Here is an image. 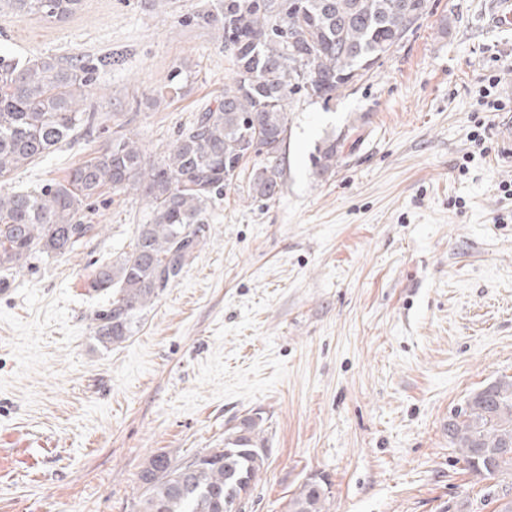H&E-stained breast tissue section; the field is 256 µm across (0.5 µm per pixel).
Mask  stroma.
<instances>
[{
  "label": "stroma",
  "instance_id": "stroma-1",
  "mask_svg": "<svg viewBox=\"0 0 512 512\" xmlns=\"http://www.w3.org/2000/svg\"><path fill=\"white\" fill-rule=\"evenodd\" d=\"M433 7L370 71L323 103L289 99L274 200L225 187L206 239L124 343L103 347L110 298L91 271L132 243L144 199L103 188L98 227L73 253L0 275V443L27 431L56 449L35 477L0 479V512H140L149 457L185 462L262 417L266 464L241 512H288L311 475L329 512H501L512 477L467 470L445 422L512 377V112L468 134L484 76L512 103V28L491 0ZM224 0H83L72 17L0 15V54L92 69L105 130L0 181L39 187L111 139L164 156L233 76L201 17ZM181 72L175 97L162 90ZM329 139L335 173L312 157Z\"/></svg>",
  "mask_w": 512,
  "mask_h": 512
}]
</instances>
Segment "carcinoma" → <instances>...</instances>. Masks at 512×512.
I'll use <instances>...</instances> for the list:
<instances>
[{"label":"carcinoma","instance_id":"obj_1","mask_svg":"<svg viewBox=\"0 0 512 512\" xmlns=\"http://www.w3.org/2000/svg\"><path fill=\"white\" fill-rule=\"evenodd\" d=\"M82 0H0V13L63 20ZM430 0H224V11L201 19L221 29L231 52L232 82L224 98L199 113L167 156L146 157L136 135L120 128L68 176L31 191L0 193V272L33 254L64 256L95 233L88 200L109 186L145 199L149 214L131 248L95 267L87 287L112 295L96 314L105 346L132 335L142 311L182 276L208 230V208L246 161L254 199H275L282 186L288 99L323 103L370 70L429 13ZM89 70L50 55L24 60L0 55V178L27 167L79 131L102 124L89 104ZM337 143L318 148L314 167L335 171ZM262 418L244 420V435L194 457L193 467L166 452L141 471V512H225L264 468ZM448 437L466 467L485 475L512 472V380H499L467 399L448 423ZM325 484L304 483L288 512H327Z\"/></svg>","mask_w":512,"mask_h":512}]
</instances>
